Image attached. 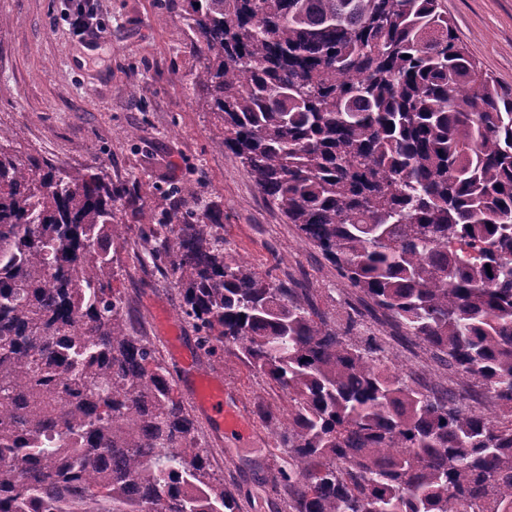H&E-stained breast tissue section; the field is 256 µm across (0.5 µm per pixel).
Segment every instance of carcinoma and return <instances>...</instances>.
Returning <instances> with one entry per match:
<instances>
[{
	"label": "carcinoma",
	"mask_w": 512,
	"mask_h": 512,
	"mask_svg": "<svg viewBox=\"0 0 512 512\" xmlns=\"http://www.w3.org/2000/svg\"><path fill=\"white\" fill-rule=\"evenodd\" d=\"M224 149L463 387L418 388L360 322L330 324L177 198L168 265L211 358L288 394L291 512H512V89L439 0H188ZM102 168L0 132V512H239L119 292Z\"/></svg>",
	"instance_id": "carcinoma-1"
}]
</instances>
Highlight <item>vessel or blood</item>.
Wrapping results in <instances>:
<instances>
[{
	"instance_id": "obj_1",
	"label": "vessel or blood",
	"mask_w": 512,
	"mask_h": 512,
	"mask_svg": "<svg viewBox=\"0 0 512 512\" xmlns=\"http://www.w3.org/2000/svg\"><path fill=\"white\" fill-rule=\"evenodd\" d=\"M173 346L181 350V380L189 387L194 405L219 432L245 435L248 426L230 402L222 379L202 374L193 351L183 348L181 337H172Z\"/></svg>"
}]
</instances>
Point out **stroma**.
<instances>
[{
    "instance_id": "stroma-1",
    "label": "stroma",
    "mask_w": 512,
    "mask_h": 512,
    "mask_svg": "<svg viewBox=\"0 0 512 512\" xmlns=\"http://www.w3.org/2000/svg\"><path fill=\"white\" fill-rule=\"evenodd\" d=\"M74 0H0V131L21 152L67 169L103 168L121 193L113 203L125 226L114 282L138 335L158 349L171 372L179 367L158 315L166 313L186 346L196 333L180 315L181 296L171 272L145 251L146 212L169 210L171 190L197 197L218 219L224 246L275 284L296 288L329 321L357 309L368 334L398 352L424 381H444L445 366L404 335L362 293L341 278L322 253L288 224L258 189L240 159L224 149V127L193 85L203 58L188 20V0H89L98 33L72 32ZM456 35L482 69L512 87V0H441ZM205 373L224 379L251 433L215 436L185 386L187 402L210 468L236 495L240 512H288L277 471L288 465L276 428L288 424L289 402L274 382L235 357Z\"/></svg>"
}]
</instances>
